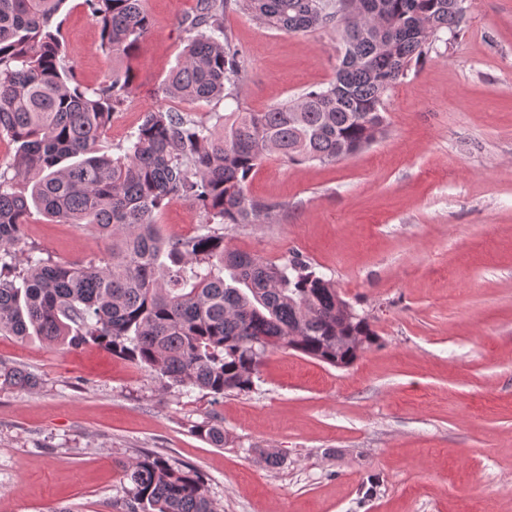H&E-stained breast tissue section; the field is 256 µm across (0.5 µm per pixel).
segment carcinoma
<instances>
[{
	"label": "carcinoma",
	"mask_w": 512,
	"mask_h": 512,
	"mask_svg": "<svg viewBox=\"0 0 512 512\" xmlns=\"http://www.w3.org/2000/svg\"><path fill=\"white\" fill-rule=\"evenodd\" d=\"M66 0H0V138L16 155L0 170V334L71 349L97 344L165 379L215 397L250 392L266 353L290 349L348 367L377 341L369 318L299 254L282 262L230 249L224 228L270 224L275 206L249 195L271 155L336 163L386 131L385 93L423 59L429 40L457 28L459 0H370L344 12L334 0H198L180 62L163 83L172 98L238 99L239 50L224 14L246 13L290 33L334 24L342 47L335 80L264 112L224 114L221 130L150 109L117 157L101 151L112 115L132 94L131 61L150 29L144 0H84L101 48L128 61L96 89L74 79L55 20ZM202 214L196 235L164 237L156 213L171 199ZM91 226L102 258L18 257L31 208ZM0 383L33 389V373L0 361ZM197 431L215 446L224 430ZM127 512H216L199 476L160 457L122 465Z\"/></svg>",
	"instance_id": "obj_1"
}]
</instances>
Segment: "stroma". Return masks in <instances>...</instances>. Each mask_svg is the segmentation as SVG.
<instances>
[{
    "label": "stroma",
    "mask_w": 512,
    "mask_h": 512,
    "mask_svg": "<svg viewBox=\"0 0 512 512\" xmlns=\"http://www.w3.org/2000/svg\"><path fill=\"white\" fill-rule=\"evenodd\" d=\"M197 0H146L151 28L134 91L102 146L118 155L153 108L209 121L325 87L339 33H288L229 12L246 79L239 102L167 97ZM458 31L384 96L387 130L335 163L270 156L247 188L274 224L226 228L229 247L276 262L296 252L368 315L380 337L350 367L292 350L263 359L252 392L163 389L96 345L0 335V360L36 373L0 387V512H126L123 462L150 452L195 468L218 512H512V0H465ZM59 19L75 80L112 71L83 0ZM163 236L195 233L183 200ZM27 246L100 257L89 228L33 214ZM222 427L216 447L194 427Z\"/></svg>",
    "instance_id": "35a3bbf8"
}]
</instances>
